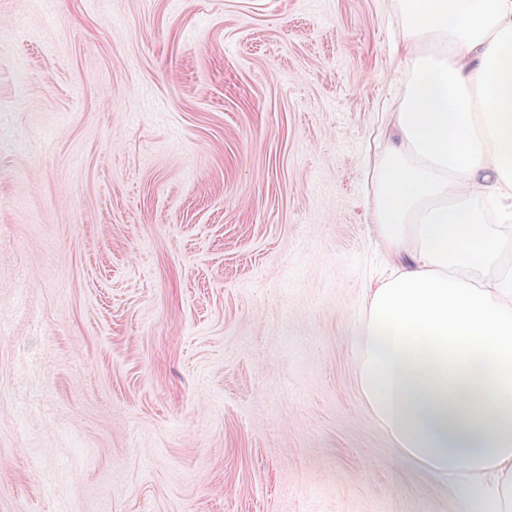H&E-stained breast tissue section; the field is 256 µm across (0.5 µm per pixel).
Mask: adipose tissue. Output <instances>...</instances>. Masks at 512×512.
Returning <instances> with one entry per match:
<instances>
[{
	"mask_svg": "<svg viewBox=\"0 0 512 512\" xmlns=\"http://www.w3.org/2000/svg\"><path fill=\"white\" fill-rule=\"evenodd\" d=\"M400 8L368 202L393 268L364 292L359 394L465 512H512V0Z\"/></svg>",
	"mask_w": 512,
	"mask_h": 512,
	"instance_id": "ef3b65f1",
	"label": "adipose tissue"
}]
</instances>
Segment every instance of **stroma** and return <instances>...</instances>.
Masks as SVG:
<instances>
[{
  "label": "stroma",
  "mask_w": 512,
  "mask_h": 512,
  "mask_svg": "<svg viewBox=\"0 0 512 512\" xmlns=\"http://www.w3.org/2000/svg\"><path fill=\"white\" fill-rule=\"evenodd\" d=\"M397 0H0V512H461L358 392Z\"/></svg>",
  "instance_id": "obj_1"
}]
</instances>
